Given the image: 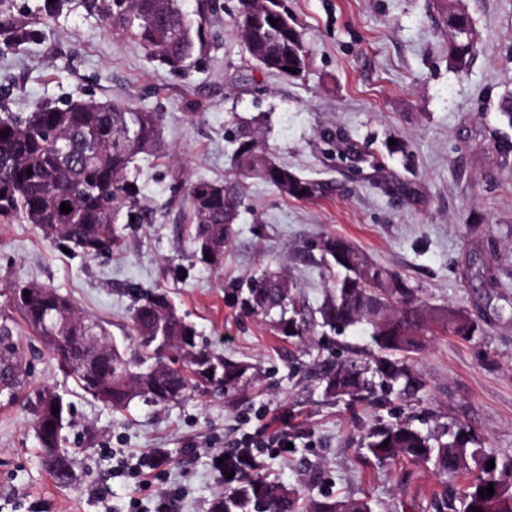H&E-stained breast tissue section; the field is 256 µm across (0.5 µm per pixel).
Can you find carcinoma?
<instances>
[{"instance_id": "obj_1", "label": "carcinoma", "mask_w": 512, "mask_h": 512, "mask_svg": "<svg viewBox=\"0 0 512 512\" xmlns=\"http://www.w3.org/2000/svg\"><path fill=\"white\" fill-rule=\"evenodd\" d=\"M442 24L448 30V57L463 68L476 50L477 35L459 0H437ZM92 7L111 25H117L150 58L175 70L189 66L202 26L182 11L178 0H92ZM272 10L253 12L240 5L239 35L250 55L270 58V71L289 67L300 74L308 66L301 33L279 3ZM278 19L273 26L269 18ZM163 113L92 98L70 99L60 106H37L23 115H0V217L32 225L51 243L95 257L120 241L121 216L145 220L138 179L130 165L139 154L160 148ZM8 136H2V133ZM236 166L297 200H310L326 192L322 183L304 179L274 162L259 137L246 133L236 150ZM190 209L194 254L220 262L224 243L238 206L237 198L215 181L192 185ZM67 204L71 211H61ZM332 291L318 309L319 318L305 313L281 276L266 273L254 281L247 306L265 315L279 311L283 335L302 339L318 327L332 330L365 325L380 352L375 373L391 385L400 380L413 384L406 354L419 343L417 332L427 324L468 338L477 326L453 308L425 309L413 299V289L397 272L372 262L353 243L329 236L321 245ZM29 295H24V292ZM10 302L30 332L38 336L62 370L73 376L94 398L122 410L139 399L154 406L183 400L190 392L228 391L236 388L252 367L226 359L197 341L194 326L181 315L164 292H142L132 312L138 350L129 355L96 320L76 314L62 324L59 313L73 307L71 300L44 285L9 288ZM100 336L103 351L93 371L83 368L88 356L81 336L87 330ZM169 350L182 359L178 367L160 358ZM320 381L323 394L354 404L365 398L369 382L357 364H325ZM59 413L52 414L53 405ZM35 431L45 452V462L60 483L71 482L73 467L67 453H59L61 431L68 425L63 398L49 388L36 395ZM365 450L380 461L406 460L433 463L436 472L450 476L465 473L469 483L459 497L457 512H512V453H492L472 445L459 429L444 441L406 423L373 429ZM494 468L487 469L489 460ZM224 491L216 495L209 512H371L363 500L324 494L305 498L301 491L262 473L253 449L224 459ZM494 485L490 496L479 490Z\"/></svg>"}]
</instances>
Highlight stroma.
Listing matches in <instances>:
<instances>
[{"label":"stroma","mask_w":512,"mask_h":512,"mask_svg":"<svg viewBox=\"0 0 512 512\" xmlns=\"http://www.w3.org/2000/svg\"><path fill=\"white\" fill-rule=\"evenodd\" d=\"M179 0L204 13V41L188 70L149 59L87 0H0V17L26 24L14 42L0 29V113L92 97L164 114L165 151L138 155L133 175L152 219L127 224L119 250L65 253L29 224L0 223V321L13 331L11 383L0 381V512H208L224 486L214 460L257 449L266 470L311 496L367 501L372 512H438L465 475L432 464L378 462L363 449L375 426L425 432L465 428L485 448L512 451V0H462L478 35L465 69L448 62V33L433 0H284L305 40L298 76L258 68L235 28L238 0ZM272 158L330 192L295 200L234 165L242 126ZM206 179L243 202L221 264L200 263L189 238L188 192ZM412 183L416 198L394 190ZM349 239L399 271L418 299L454 307L478 327L470 339L421 330L409 363L419 388L356 407L326 398L314 360L373 365L363 327L317 329L298 340L249 311L248 288L282 272L317 308L331 280L321 243ZM50 285L80 313L133 347V289L163 290L203 341L251 365L239 388L123 412L86 394L10 305L15 283ZM48 387L71 409L63 431L75 480L57 482L34 431L35 393ZM288 439L289 453L275 442ZM164 459L142 479L156 454Z\"/></svg>","instance_id":"stroma-1"}]
</instances>
